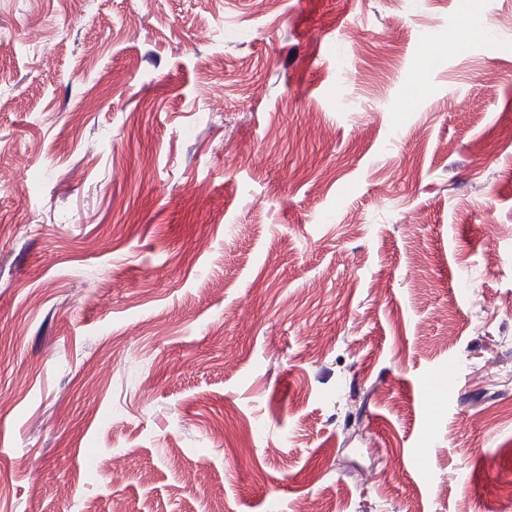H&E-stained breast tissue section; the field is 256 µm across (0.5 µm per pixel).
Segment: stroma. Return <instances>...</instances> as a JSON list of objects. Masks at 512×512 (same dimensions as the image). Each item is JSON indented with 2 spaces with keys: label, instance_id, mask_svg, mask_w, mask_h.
Masks as SVG:
<instances>
[{
  "label": "stroma",
  "instance_id": "1",
  "mask_svg": "<svg viewBox=\"0 0 512 512\" xmlns=\"http://www.w3.org/2000/svg\"><path fill=\"white\" fill-rule=\"evenodd\" d=\"M1 33L0 512H512V0Z\"/></svg>",
  "mask_w": 512,
  "mask_h": 512
}]
</instances>
